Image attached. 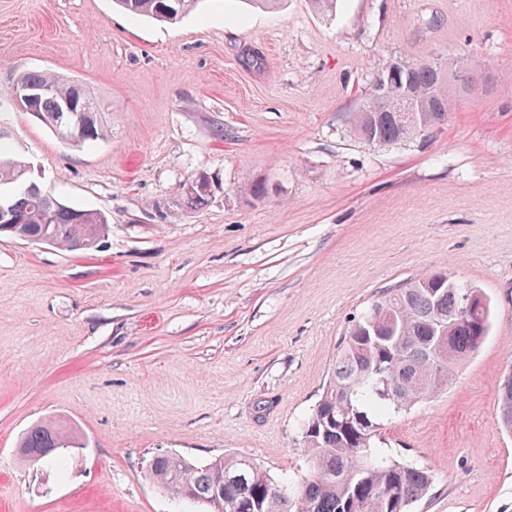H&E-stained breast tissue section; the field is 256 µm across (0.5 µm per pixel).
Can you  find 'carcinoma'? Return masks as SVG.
<instances>
[{"label": "carcinoma", "mask_w": 512, "mask_h": 512, "mask_svg": "<svg viewBox=\"0 0 512 512\" xmlns=\"http://www.w3.org/2000/svg\"><path fill=\"white\" fill-rule=\"evenodd\" d=\"M134 16L173 21L197 0H116ZM449 70L437 62L390 64L379 74L385 90L370 88L368 101L354 115V131L368 144H398L444 124L452 99ZM18 81L46 89L35 101L33 115L72 141L73 125L57 119L66 102L80 104V82L50 72L32 71ZM21 164L0 158V205L15 223L1 224L0 236L85 250L109 232L107 217L92 209L60 204L24 180ZM211 196L204 174L176 189L186 206L202 205ZM478 309L457 316L463 295ZM489 303L484 294L460 283L446 269L384 288L350 322L339 344L329 383L301 426L308 458L304 477L278 483L254 460L227 451L203 464L173 453L148 469L149 478L173 497L215 509L212 499L222 486L223 500L233 512H409L433 485L426 469L400 462L375 447L384 422L423 404L447 389L458 368L481 345L489 330ZM499 418L512 431V384L500 385ZM75 428L61 421L32 426L20 442V456L51 452L42 463L60 467V449Z\"/></svg>", "instance_id": "obj_1"}]
</instances>
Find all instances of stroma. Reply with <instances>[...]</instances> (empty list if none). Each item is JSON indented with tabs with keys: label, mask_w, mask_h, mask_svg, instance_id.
I'll use <instances>...</instances> for the list:
<instances>
[{
	"label": "stroma",
	"mask_w": 512,
	"mask_h": 512,
	"mask_svg": "<svg viewBox=\"0 0 512 512\" xmlns=\"http://www.w3.org/2000/svg\"><path fill=\"white\" fill-rule=\"evenodd\" d=\"M427 60L466 76L447 122L358 139L386 64ZM30 70L79 80L108 137L67 144L16 104ZM0 152L110 223L90 252L0 238V512H182L147 475L164 452L300 478L301 424L351 317L445 268L484 292L489 333L376 445L433 471L412 512H512V0H337L324 16L199 0L169 22L115 0H0ZM202 172L211 199L176 202ZM57 419L78 435L64 470L19 460L22 434Z\"/></svg>",
	"instance_id": "35a3bbf8"
}]
</instances>
